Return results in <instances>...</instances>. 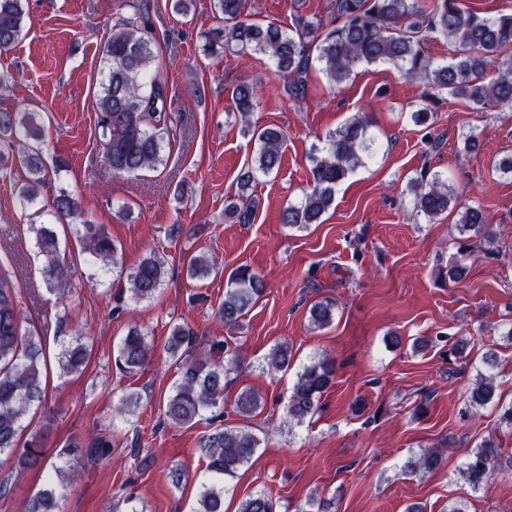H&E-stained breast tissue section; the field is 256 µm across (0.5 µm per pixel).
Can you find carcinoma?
<instances>
[{"instance_id":"obj_1","label":"carcinoma","mask_w":512,"mask_h":512,"mask_svg":"<svg viewBox=\"0 0 512 512\" xmlns=\"http://www.w3.org/2000/svg\"><path fill=\"white\" fill-rule=\"evenodd\" d=\"M244 0H214L218 26L206 36L204 51L236 54H261L274 64L275 75L284 79L291 94L305 97L306 79L314 63L321 65L332 85L347 81L360 64L383 63L399 75L423 83L438 93L461 98L475 109L488 112L500 106L512 107V13L480 16L462 8L461 0H333L334 27L324 30L322 21L299 16L295 32L276 22H263L244 13ZM26 22L24 0H0V49L18 41ZM432 34L456 47L448 63L440 64L425 54L422 43ZM156 39L150 17L116 19L112 34L103 47L105 68L96 107L98 128L103 140L102 162L112 174L137 175L167 167L164 142L170 140L171 113L167 104V83L155 66ZM498 61L488 71L489 61ZM232 114L243 133L254 141L250 163L238 174L241 189L279 168L283 134L273 128H254L250 115L257 106L256 86L243 81L231 92ZM370 120L359 113L342 127L329 133L323 145L314 149L309 170L310 191L297 204L283 211L282 223L306 228L322 223L332 208L336 188L358 168L371 161L376 153L375 139L369 134ZM43 137V127L30 112L0 109V140L8 145L18 141L17 151H0V173L7 174L19 164L28 172L27 181L17 186L20 205L43 210L66 224L74 232L85 252L100 270L116 269L119 279L126 280L130 298L148 300L163 285L164 261L155 254L143 258L130 271L123 268L122 257L105 227L83 218L74 195L59 189L49 206L40 204V189L46 183L40 152L34 143ZM414 208L428 221L455 208L459 219L455 227L464 237L461 248L478 239L479 245L491 246L494 236L481 207L466 203L462 193L437 173L420 170L409 181ZM224 213L247 224L253 217V205L227 202ZM36 245L43 257L42 273L49 290L65 294L70 280V266L59 250L55 231L45 224H32ZM215 258L206 254L190 257L186 268L189 277L202 279L215 268ZM265 290L264 280L247 266L231 274L226 284L224 302L215 310L216 318L231 331L248 314ZM335 303L315 302L309 310L311 325L320 330L334 320ZM15 287L0 277V454L17 455L20 469L44 468L47 461L40 442L32 440L18 451L19 436L32 406L45 405L48 392L41 379L47 361L43 337L27 328ZM227 340H214L209 351H197L196 332L187 323L172 327L164 350L178 374L173 392L163 405L165 420L174 426H192L208 410L224 400L226 377L238 364L237 356L227 349ZM152 345L146 334L131 328L122 338L115 366L127 377L144 370L151 358ZM224 355H219V352ZM88 360L87 346L80 339L65 346L59 364L66 373L83 369ZM292 350L286 344L276 346L269 358L272 370H286ZM335 366L317 360L297 375L289 397V421L303 423L312 417L318 402L334 385ZM496 387L493 379L478 374L468 396V405L478 408L492 402ZM260 407V398L244 390L235 402L234 411L250 418ZM260 439L252 432L218 425L198 442L212 481L201 484L194 512H224V479L233 478L249 462ZM66 455L72 459L64 480L71 484L90 467L102 465L112 456V440L99 436L84 441H69ZM443 460L439 449H423L410 457L405 468L411 473L437 470ZM512 469V455L504 457L491 440H486L468 455L462 474L472 489L478 490L495 475L498 468ZM25 512H60V496L50 484L27 502ZM238 512H277V502L266 493L252 495L239 503Z\"/></svg>"}]
</instances>
